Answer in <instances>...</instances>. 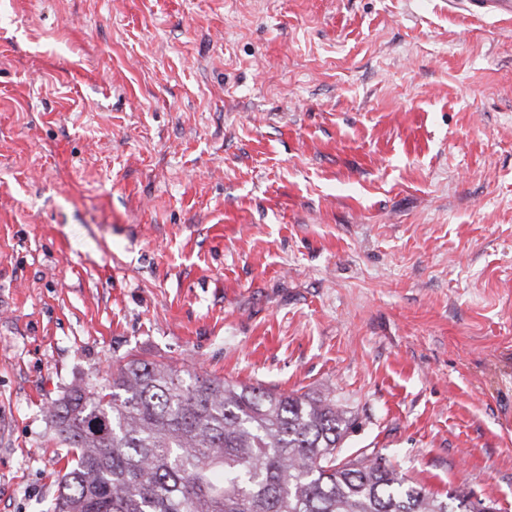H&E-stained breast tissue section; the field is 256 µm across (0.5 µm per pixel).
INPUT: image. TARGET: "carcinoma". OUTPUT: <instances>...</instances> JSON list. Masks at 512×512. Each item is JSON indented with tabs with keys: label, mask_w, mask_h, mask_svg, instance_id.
<instances>
[{
	"label": "carcinoma",
	"mask_w": 512,
	"mask_h": 512,
	"mask_svg": "<svg viewBox=\"0 0 512 512\" xmlns=\"http://www.w3.org/2000/svg\"><path fill=\"white\" fill-rule=\"evenodd\" d=\"M66 462L50 512H474L365 453L332 398L134 356L49 409Z\"/></svg>",
	"instance_id": "cac0c4a2"
}]
</instances>
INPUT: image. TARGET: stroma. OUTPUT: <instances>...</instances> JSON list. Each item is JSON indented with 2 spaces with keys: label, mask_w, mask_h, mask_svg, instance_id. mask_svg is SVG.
<instances>
[{
  "label": "stroma",
  "mask_w": 512,
  "mask_h": 512,
  "mask_svg": "<svg viewBox=\"0 0 512 512\" xmlns=\"http://www.w3.org/2000/svg\"><path fill=\"white\" fill-rule=\"evenodd\" d=\"M136 356L333 398L512 512V18L448 0H0V512Z\"/></svg>",
  "instance_id": "1"
}]
</instances>
